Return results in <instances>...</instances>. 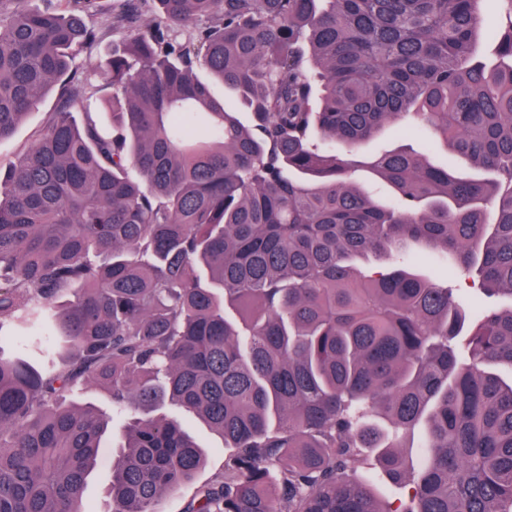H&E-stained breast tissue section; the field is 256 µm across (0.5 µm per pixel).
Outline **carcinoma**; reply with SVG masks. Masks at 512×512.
<instances>
[{
    "mask_svg": "<svg viewBox=\"0 0 512 512\" xmlns=\"http://www.w3.org/2000/svg\"><path fill=\"white\" fill-rule=\"evenodd\" d=\"M146 2L0 0V141L56 93L0 174V512H87L80 385L127 418L108 512L202 466L170 407L231 448L185 512H512V0ZM407 116L466 166L381 152L377 198L349 156ZM112 34L103 37V40L91 50L82 53L77 59L79 72L87 76L93 84H102L106 81L103 64L112 52ZM75 401L78 403H94L103 412L112 416V403L106 393L98 386H89L78 390L74 395Z\"/></svg>",
    "mask_w": 512,
    "mask_h": 512,
    "instance_id": "1",
    "label": "carcinoma"
}]
</instances>
